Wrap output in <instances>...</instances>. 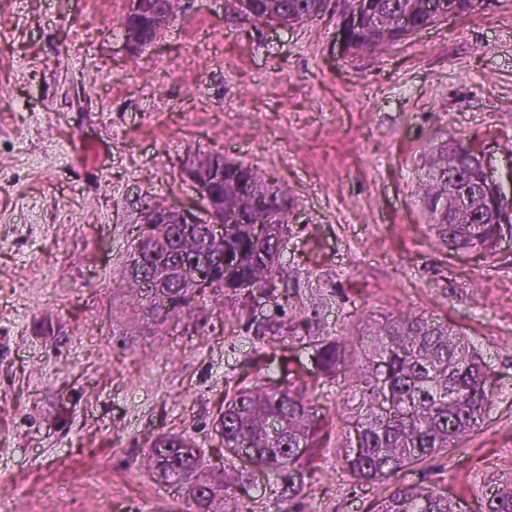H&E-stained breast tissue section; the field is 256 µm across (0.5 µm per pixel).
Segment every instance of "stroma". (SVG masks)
<instances>
[{"instance_id":"35a3bbf8","label":"stroma","mask_w":512,"mask_h":512,"mask_svg":"<svg viewBox=\"0 0 512 512\" xmlns=\"http://www.w3.org/2000/svg\"><path fill=\"white\" fill-rule=\"evenodd\" d=\"M346 7L283 27L236 0H180L133 57L122 0H0V512H188L186 488L149 465L159 436H190L223 479L225 393L263 381L272 356L314 382L311 337L356 340L403 312L481 346L495 369L481 427L362 484L338 463L351 388L312 389L333 427L297 496H225L244 512H370L422 485L484 512L483 487L512 476V241L444 248L415 183L451 138L512 168V0L356 56L337 46ZM208 154L287 191L277 292L211 291L162 320L123 265L147 207L202 211L182 172Z\"/></svg>"}]
</instances>
